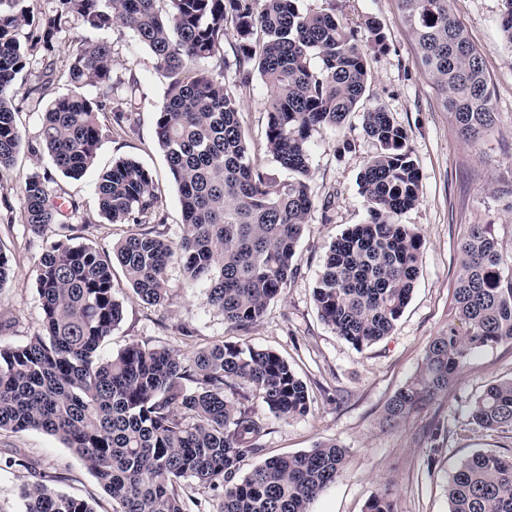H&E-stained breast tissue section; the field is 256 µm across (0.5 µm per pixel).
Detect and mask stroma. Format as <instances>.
Wrapping results in <instances>:
<instances>
[{
	"label": "stroma",
	"mask_w": 512,
	"mask_h": 512,
	"mask_svg": "<svg viewBox=\"0 0 512 512\" xmlns=\"http://www.w3.org/2000/svg\"><path fill=\"white\" fill-rule=\"evenodd\" d=\"M300 6L308 12L335 8L357 30L363 29L365 20L376 19L385 35L383 49L366 42L361 45L370 69L365 102L383 105L408 131L422 195L419 205L402 215L401 221L416 225L425 239L419 277L394 331L356 350L320 320L312 298L329 244L366 219L357 180L377 147L354 114L343 129L323 127L312 134L314 207L297 248L299 271L260 323L246 333L230 329L223 315L208 305L203 289L185 286L176 272L171 275L169 309L149 306L134 294L117 265L113 279L123 302V318L101 353L109 356L132 343L164 346L184 357L224 343L273 350L305 382L312 402L304 417L270 419L263 449L247 459V467L333 440L347 450L345 468L311 504L310 512H364L368 500L383 489L397 512H448V478L461 461L477 451L512 452L511 430L473 428L466 408L467 400L488 384L512 377V341L478 352L447 392L398 426L387 425L384 415L389 399L419 371L429 341L448 324L459 270L458 242L466 226L491 225L504 246H512V48L501 35L502 2L453 0L454 13L481 54L493 91L495 126L474 145L460 138L453 116L443 111L436 87L416 59L397 0H301ZM87 36L75 23L58 33V76L42 87L38 97H30L29 90L38 83L40 56L31 57L16 78L13 100L26 140L37 138L46 102L73 92L67 63ZM104 38L112 46L115 95H122L128 78H136L140 85L133 128L120 130L110 113H100L103 135L95 167L78 181L55 172L48 156L36 157L25 149L12 168L0 171V251L10 260L9 278L0 287V310L12 318L6 340L14 345L25 343L40 322L36 267L54 238L50 232L33 235L23 222L27 177L51 173L55 189L79 204L75 221L89 225L84 242L108 250L135 227L103 218L94 180L98 170L115 159H138L158 183L169 236L180 232L179 193L157 143L155 126L167 83L156 70L151 51L126 29L113 28ZM236 81L234 72L226 71L225 82L240 100V119L249 144L269 174L285 179L286 171L264 153L269 91L257 75L245 87ZM346 140L352 142V149H343ZM19 456L25 458V466L15 465ZM38 472L51 475L55 492L88 502L94 512H115L111 496L80 456L57 437L36 430L0 435V512H25L21 492Z\"/></svg>",
	"instance_id": "35a3bbf8"
}]
</instances>
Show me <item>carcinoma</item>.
Segmentation results:
<instances>
[{"label": "carcinoma", "mask_w": 512, "mask_h": 512, "mask_svg": "<svg viewBox=\"0 0 512 512\" xmlns=\"http://www.w3.org/2000/svg\"><path fill=\"white\" fill-rule=\"evenodd\" d=\"M26 0H0V170L26 146L45 153L62 175L78 179L94 165L109 112L131 127L132 97L112 106V47L87 40L71 55L78 92L51 100L38 138L27 144L15 118L12 89L28 58L41 53L38 86L53 81L55 39L77 20L89 32L128 30L149 48L168 81L156 113V135L178 187L181 233L161 229L152 172L119 158L94 189L110 224L142 230L112 252L74 243L79 204L33 174L23 188L24 223L55 239L37 267L42 316L26 343L0 341V434L40 430L74 449L117 512H189L177 490L183 479L223 488L219 512H309L342 472L347 450L324 441L308 452L269 458L236 480L262 450L267 417L238 401L252 388L272 416L288 420L310 409L305 383L278 354L223 344L184 358L166 347L131 344L100 349L122 320L112 260L134 293L170 305L169 269L205 289L224 323L246 333L297 275L294 257L314 201L312 132L340 128L353 112L377 145L359 176L367 218L336 238L312 288L318 313L360 350L391 334L420 272L424 238L400 218L420 203L421 178L409 135L380 104L362 108L369 80L357 31L332 12L309 13L300 0H53L27 36ZM417 58L442 95L461 136L478 143L495 123L493 91L482 58L455 18L452 0H398ZM500 28L512 45V0H502ZM237 39L234 61L224 36ZM235 67L249 84L257 73L270 90L265 150L289 177L274 183L252 152L239 102L224 82ZM88 88L93 95L81 93ZM512 341V260L487 224L470 225L459 244V273L448 327L434 337L419 373L388 401L397 425L448 387L478 351ZM478 429H512V379L489 384L467 402ZM42 474L24 487L26 512H93L53 491ZM365 512H395L385 491ZM448 512H512V454L476 452L448 480Z\"/></svg>", "instance_id": "1"}]
</instances>
